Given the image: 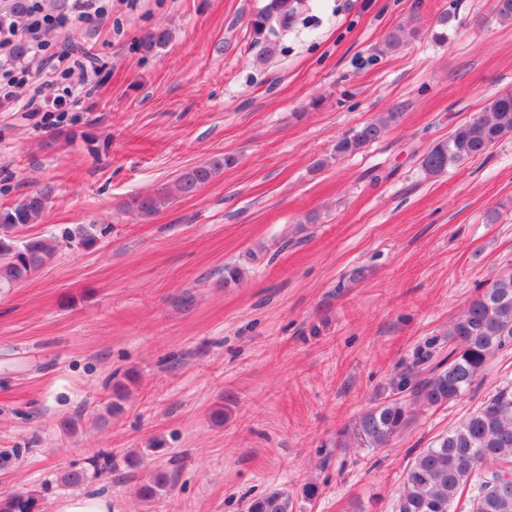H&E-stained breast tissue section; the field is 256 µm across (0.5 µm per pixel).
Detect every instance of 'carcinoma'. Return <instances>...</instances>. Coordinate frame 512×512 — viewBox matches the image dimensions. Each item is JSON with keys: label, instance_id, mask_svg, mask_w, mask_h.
Returning a JSON list of instances; mask_svg holds the SVG:
<instances>
[{"label": "carcinoma", "instance_id": "carcinoma-1", "mask_svg": "<svg viewBox=\"0 0 512 512\" xmlns=\"http://www.w3.org/2000/svg\"><path fill=\"white\" fill-rule=\"evenodd\" d=\"M298 0H267L249 20L253 41L262 46L256 58L263 65L276 53L271 40L274 24L288 22L295 15ZM30 0H10L0 12V27L26 17ZM171 32L158 27L140 42L145 52L165 47ZM397 119L387 112L366 123L336 143V153L354 154L378 140ZM512 135V92L491 97L484 108L456 126L448 138L434 143L422 156L421 167L432 176L470 158L483 155L502 138ZM235 163V158L215 155L206 162L184 170L169 184L151 194L135 195L121 209L151 215L176 197L195 194ZM52 197L49 186L0 205V287L11 288L27 281L43 268L58 250V241L42 235H27L25 229L42 221ZM111 227L81 224L66 234L71 246L93 248ZM244 268L224 265V287L235 288L244 279ZM448 359L428 370L403 373L394 383L396 390L409 391L412 402L390 399L368 409L353 427V437L364 448H389L410 424L416 406L437 408L449 404L477 383L488 361L512 346V272L483 289L463 314L449 325ZM512 466V384L497 388L481 406L430 447L418 451L408 467L397 502V512H452L465 491H472L469 512H512V481H498L500 470ZM178 459L169 466L153 468L136 485L137 496L153 501L166 495L175 482ZM113 469L112 457L94 455L87 466L67 470L61 481L71 487L86 484L90 477ZM0 512H44V498L34 490L16 489L0 493ZM246 512H294V499L285 487L272 488L251 500Z\"/></svg>", "mask_w": 512, "mask_h": 512}]
</instances>
